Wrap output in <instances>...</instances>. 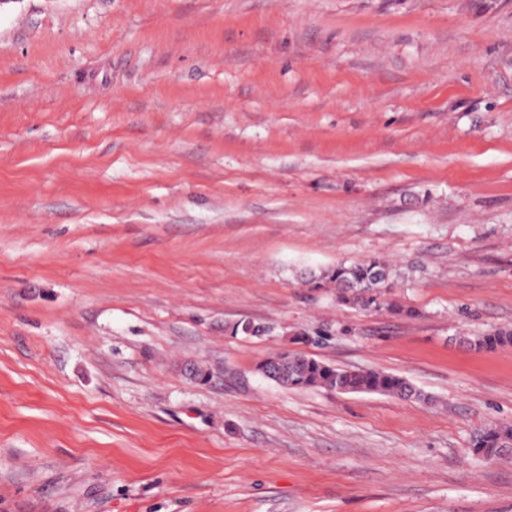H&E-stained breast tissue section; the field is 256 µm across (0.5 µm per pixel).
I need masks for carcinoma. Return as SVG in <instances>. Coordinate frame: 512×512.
I'll return each mask as SVG.
<instances>
[{"label": "carcinoma", "mask_w": 512, "mask_h": 512, "mask_svg": "<svg viewBox=\"0 0 512 512\" xmlns=\"http://www.w3.org/2000/svg\"><path fill=\"white\" fill-rule=\"evenodd\" d=\"M389 267L380 259L340 263L336 267L311 276V282L336 285L345 301L369 307L377 304L382 289L389 287ZM233 336L259 338L270 332L266 324L243 319L228 326ZM470 345L479 350L495 351L512 345V328H496L478 336ZM263 378L281 386L303 390L324 389L338 392L375 393L402 400H427L403 376L376 369L350 370L326 364L312 356L283 350L270 354L256 366ZM472 452L485 460L512 455V426L490 424L478 429L472 438Z\"/></svg>", "instance_id": "obj_1"}]
</instances>
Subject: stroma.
<instances>
[{"label":"stroma","instance_id":"obj_1","mask_svg":"<svg viewBox=\"0 0 512 512\" xmlns=\"http://www.w3.org/2000/svg\"><path fill=\"white\" fill-rule=\"evenodd\" d=\"M503 325L512 0H0V512H512ZM389 267L380 259L355 263H340L336 267L311 276V282L334 283L342 300L364 307L377 305V298L383 288H388ZM475 349L495 351L512 345V328H496L483 336H477L470 342ZM273 369V373L263 371ZM265 379L303 390L324 389L339 393H375L402 400H428L403 376L376 369L350 370L326 364L312 356L283 350L270 354L256 366ZM346 389L349 392H341ZM472 452L485 460L512 455V426L490 424L478 429L472 438Z\"/></svg>","mask_w":512,"mask_h":512}]
</instances>
